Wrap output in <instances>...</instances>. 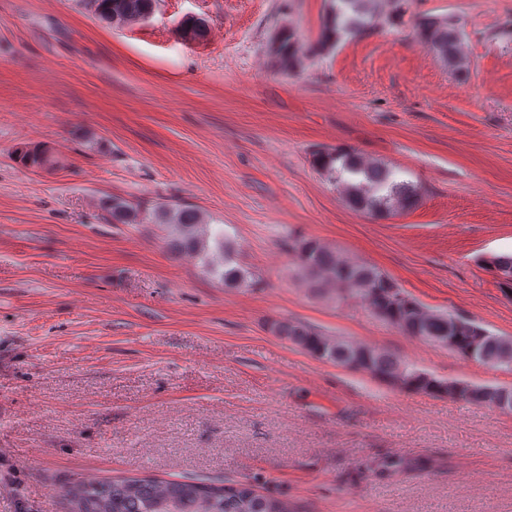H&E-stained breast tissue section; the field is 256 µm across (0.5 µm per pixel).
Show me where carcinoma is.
I'll use <instances>...</instances> for the list:
<instances>
[{
    "instance_id": "cac0c4a2",
    "label": "carcinoma",
    "mask_w": 512,
    "mask_h": 512,
    "mask_svg": "<svg viewBox=\"0 0 512 512\" xmlns=\"http://www.w3.org/2000/svg\"><path fill=\"white\" fill-rule=\"evenodd\" d=\"M99 19L117 26L149 18L156 0H87ZM377 0H330L321 46L334 48L347 37L362 36L377 25ZM416 42L457 73L468 67L457 63L464 31L448 16H424L415 29ZM284 64L293 65L297 41L293 31L278 36ZM19 160L27 167L54 166L47 152L25 148ZM312 165L353 209L372 217H388L416 205L417 186L385 164L369 161L342 146L319 147ZM112 224H159L168 231L167 245L198 259L227 288L247 283L250 273L235 264L233 244L210 220L186 203L157 202L144 210L120 198L105 207ZM288 251L298 270L315 288L333 286L339 298L365 306L402 334L452 350L460 357L512 369V338L497 336L482 325L425 307L400 288L386 273L367 262L350 261L320 243L294 238ZM487 270L512 283V255L485 260ZM274 332L315 358L371 375L401 389L448 397L493 408L496 386L439 378L415 364L371 346L339 336H328L300 322H277ZM70 512H292L288 502L257 493L244 483H205L195 480H157L129 476L111 480L88 479L66 492Z\"/></svg>"
}]
</instances>
